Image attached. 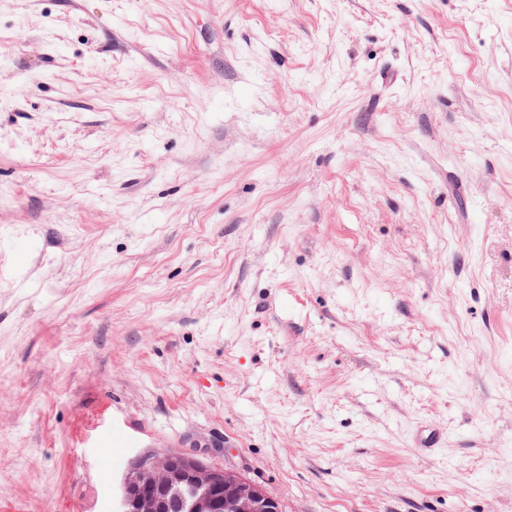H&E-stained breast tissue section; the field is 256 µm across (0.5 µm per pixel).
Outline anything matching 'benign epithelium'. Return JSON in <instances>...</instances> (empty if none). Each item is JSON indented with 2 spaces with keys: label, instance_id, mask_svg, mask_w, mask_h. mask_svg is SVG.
<instances>
[{
  "label": "benign epithelium",
  "instance_id": "obj_1",
  "mask_svg": "<svg viewBox=\"0 0 512 512\" xmlns=\"http://www.w3.org/2000/svg\"><path fill=\"white\" fill-rule=\"evenodd\" d=\"M284 512L277 499L234 469L192 454L144 452L123 473L113 512Z\"/></svg>",
  "mask_w": 512,
  "mask_h": 512
}]
</instances>
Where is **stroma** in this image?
Listing matches in <instances>:
<instances>
[{"instance_id":"stroma-1","label":"stroma","mask_w":512,"mask_h":512,"mask_svg":"<svg viewBox=\"0 0 512 512\" xmlns=\"http://www.w3.org/2000/svg\"><path fill=\"white\" fill-rule=\"evenodd\" d=\"M194 442L512 512V0H0V500Z\"/></svg>"}]
</instances>
